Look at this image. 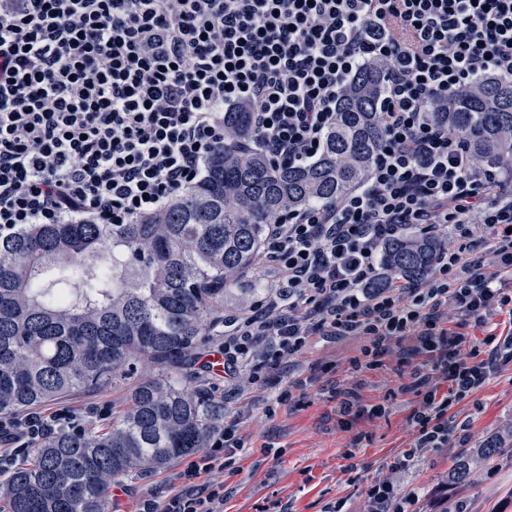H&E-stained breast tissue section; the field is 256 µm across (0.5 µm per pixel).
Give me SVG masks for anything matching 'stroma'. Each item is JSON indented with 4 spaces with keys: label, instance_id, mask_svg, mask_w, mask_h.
Segmentation results:
<instances>
[{
    "label": "stroma",
    "instance_id": "35a3bbf8",
    "mask_svg": "<svg viewBox=\"0 0 512 512\" xmlns=\"http://www.w3.org/2000/svg\"><path fill=\"white\" fill-rule=\"evenodd\" d=\"M361 345L351 338L308 348L300 361L311 381L293 390L289 405L276 404L270 391L214 378L213 400L223 405L226 419H241L246 437L234 470L224 473V512H324L339 500L347 512H363L369 487L384 476L391 477L398 493L417 492L416 512H449L460 499L468 502L469 512H512L511 456L473 466L468 484L451 479L462 449L512 431V362L500 365L451 409L456 428L447 447L422 449L411 469L393 474L390 464L414 439L409 414L417 397L404 386L421 359L395 352L379 369L358 374L349 360ZM352 386L363 403L389 404V414L364 417L351 430H340L339 403ZM127 390L122 384L112 392L74 395L42 412L98 426L111 418L113 397ZM357 434L363 440L356 445Z\"/></svg>",
    "mask_w": 512,
    "mask_h": 512
}]
</instances>
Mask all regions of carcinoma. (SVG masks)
<instances>
[{"label": "carcinoma", "mask_w": 512, "mask_h": 512, "mask_svg": "<svg viewBox=\"0 0 512 512\" xmlns=\"http://www.w3.org/2000/svg\"><path fill=\"white\" fill-rule=\"evenodd\" d=\"M381 72L361 70L339 99L321 154L276 164L241 144L250 115L224 118V146L202 180L131 224H30L0 238V416L134 379L112 424L60 430L26 450L0 483L10 512H106L112 484L207 447L224 411L192 387L193 350L252 271L270 217L332 202L361 184L380 148ZM482 168L512 170V82L488 77L438 108ZM448 246L416 234L382 258L422 281ZM506 443L479 447L493 460Z\"/></svg>", "instance_id": "cac0c4a2"}]
</instances>
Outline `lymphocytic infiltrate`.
<instances>
[{
	"mask_svg": "<svg viewBox=\"0 0 512 512\" xmlns=\"http://www.w3.org/2000/svg\"><path fill=\"white\" fill-rule=\"evenodd\" d=\"M370 64L384 69L383 143L365 182L272 218L253 270L266 287L225 316L219 348L225 380L264 389L315 342L360 338V373L412 342L415 439L391 465L408 469L418 450L447 447L453 403L512 350L494 326L512 307V179L476 167L435 117L486 76L512 80V0H0V236L159 211L201 179L225 113L243 106L255 148L307 164ZM478 224L489 247L477 255ZM410 229L450 230L433 272L375 287L384 244ZM58 425L0 420V464ZM244 444L238 422L216 427L164 503L146 485L134 512H224L221 475Z\"/></svg>",
	"mask_w": 512,
	"mask_h": 512,
	"instance_id": "f902f5d3",
	"label": "lymphocytic infiltrate"
}]
</instances>
